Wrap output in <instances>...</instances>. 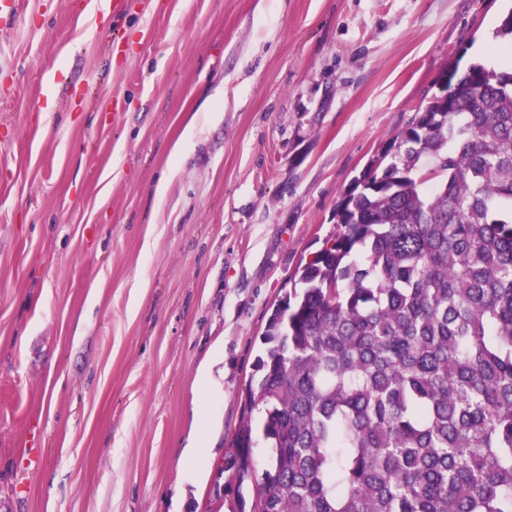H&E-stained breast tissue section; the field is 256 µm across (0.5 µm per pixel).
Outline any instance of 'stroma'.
<instances>
[{"label":"stroma","instance_id":"35a3bbf8","mask_svg":"<svg viewBox=\"0 0 512 512\" xmlns=\"http://www.w3.org/2000/svg\"><path fill=\"white\" fill-rule=\"evenodd\" d=\"M0 22V512H239L260 337L512 0H18ZM203 436L206 453L188 449Z\"/></svg>","mask_w":512,"mask_h":512}]
</instances>
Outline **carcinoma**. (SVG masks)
I'll return each mask as SVG.
<instances>
[{
	"label": "carcinoma",
	"instance_id": "cac0c4a2",
	"mask_svg": "<svg viewBox=\"0 0 512 512\" xmlns=\"http://www.w3.org/2000/svg\"><path fill=\"white\" fill-rule=\"evenodd\" d=\"M270 315L260 512H512V71L448 70Z\"/></svg>",
	"mask_w": 512,
	"mask_h": 512
}]
</instances>
